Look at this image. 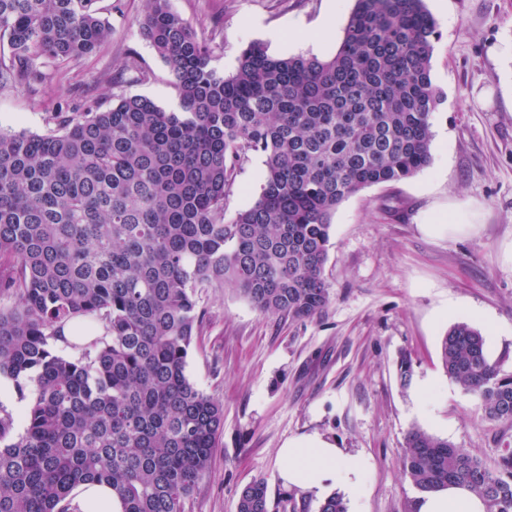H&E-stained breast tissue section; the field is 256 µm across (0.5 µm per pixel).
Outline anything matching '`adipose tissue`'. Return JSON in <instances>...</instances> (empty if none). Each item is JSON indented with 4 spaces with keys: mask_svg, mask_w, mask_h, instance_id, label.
Wrapping results in <instances>:
<instances>
[{
    "mask_svg": "<svg viewBox=\"0 0 512 512\" xmlns=\"http://www.w3.org/2000/svg\"><path fill=\"white\" fill-rule=\"evenodd\" d=\"M279 453L286 461L284 485L319 494L356 487L363 469L360 457L344 454L333 438L318 432L288 438ZM417 512H486V505L469 489L450 486L422 496Z\"/></svg>",
    "mask_w": 512,
    "mask_h": 512,
    "instance_id": "adipose-tissue-1",
    "label": "adipose tissue"
}]
</instances>
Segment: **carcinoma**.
Here are the masks:
<instances>
[{
    "instance_id": "obj_1",
    "label": "carcinoma",
    "mask_w": 512,
    "mask_h": 512,
    "mask_svg": "<svg viewBox=\"0 0 512 512\" xmlns=\"http://www.w3.org/2000/svg\"><path fill=\"white\" fill-rule=\"evenodd\" d=\"M99 0H0V89L112 36ZM142 35L169 67L180 110L141 95L52 114L45 134L0 129V376L27 402L9 441L0 416V512H78L70 488L112 486L123 512H184L209 471L224 407L186 374L203 291L228 286L264 314L313 319L333 213L359 191L431 161L438 24L424 0H355L333 57H275L248 44L236 71L211 67L170 0H146ZM263 157L258 199L224 221L236 167ZM70 327L78 341L65 336ZM448 378L512 427V374L483 336L453 324ZM401 467L423 495L450 484L512 512V449L491 471L419 428ZM237 512H269L255 479Z\"/></svg>"
}]
</instances>
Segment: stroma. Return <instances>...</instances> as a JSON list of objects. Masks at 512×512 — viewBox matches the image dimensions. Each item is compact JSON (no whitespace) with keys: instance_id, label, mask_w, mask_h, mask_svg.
Wrapping results in <instances>:
<instances>
[{"instance_id":"35a3bbf8","label":"stroma","mask_w":512,"mask_h":512,"mask_svg":"<svg viewBox=\"0 0 512 512\" xmlns=\"http://www.w3.org/2000/svg\"><path fill=\"white\" fill-rule=\"evenodd\" d=\"M146 0H100L111 38L69 64L36 94L0 91V127L42 134L52 113L109 107L141 95L179 108L173 77L142 36ZM441 36L431 61L444 103L434 115L428 167L343 201L330 229L325 280L330 303L311 320L259 312L231 288L202 295L206 311L189 351L187 375L224 406V430L210 469L184 512H237L251 481L268 486L270 512H318L320 496L285 488L278 455L288 438L317 431L361 456L347 512H407L417 496L400 460L414 427L468 449L496 467L512 448V428L488 420L474 396L450 380L440 359L456 303L457 320L484 338L491 360L512 373V0H425ZM196 34L214 46L212 67L234 71L242 49L327 59L340 43L354 0H171ZM335 14L336 24L321 30ZM263 162L239 166L224 201L227 216L259 196ZM463 205L477 234L429 238L420 225ZM413 360L408 387L396 364ZM435 385L427 401L418 388Z\"/></svg>"}]
</instances>
